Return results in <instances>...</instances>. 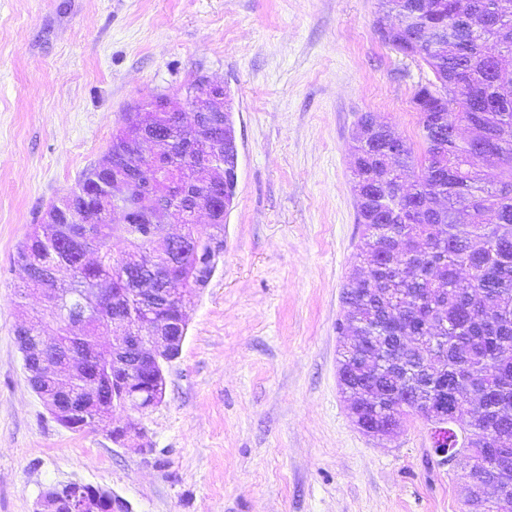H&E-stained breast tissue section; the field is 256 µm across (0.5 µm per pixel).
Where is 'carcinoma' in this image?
Listing matches in <instances>:
<instances>
[{
	"instance_id": "cac0c4a2",
	"label": "carcinoma",
	"mask_w": 512,
	"mask_h": 512,
	"mask_svg": "<svg viewBox=\"0 0 512 512\" xmlns=\"http://www.w3.org/2000/svg\"><path fill=\"white\" fill-rule=\"evenodd\" d=\"M378 20L380 38L401 52L417 56L432 71L435 81L420 85L413 96L419 114V149L404 144L402 153H388L386 144L399 140L389 124L365 113L351 146L356 221L361 238L356 259L367 271L353 267L343 286L341 338L383 336L401 361L398 373L387 377L384 391L367 383L362 373L371 363L370 351L349 345L340 352L349 370L343 391L357 404L359 421L384 426L394 411H406L425 422L422 409L443 388L457 394L467 417L463 432L448 429L443 445L456 454L455 462L470 465L483 448H501L505 468L512 471V69L502 67L493 45L512 53V0H382ZM156 121L155 144L172 163H182L181 133L165 117L149 112ZM464 123L470 136L448 135ZM206 140L224 153L218 160L224 177L202 168L184 190V202L217 199L218 211L210 231L202 233L191 220L183 231L198 238H224V219L233 207L237 187V154L227 147L229 130L218 127ZM111 143L103 160L87 169L76 187L93 190L99 181L112 179ZM482 160L476 168L472 159ZM471 211L477 220L462 224L457 216ZM119 231L130 251L112 255V233ZM167 241L164 225L146 223L133 213L129 224L92 220L69 222L64 216L50 224L34 225L19 245L22 268L38 263L52 273L65 266L67 285L49 278L41 288L62 291L63 325L54 337L58 361L73 366L70 389L88 393L90 419L112 418V413L134 402L144 410L162 402L165 380L161 369L146 366L136 381L112 383L109 345L99 341L112 335V315L119 308L142 313L128 293L113 304L89 308L88 293L99 286L138 288L151 279L146 259L162 262ZM150 257L134 261L136 251ZM182 287L197 282L196 258L190 254L174 270ZM84 314L83 332L71 336V317ZM166 334L178 336L182 321L170 306L155 313ZM16 335L35 348L43 340L37 315L24 321ZM96 351L94 371L79 369L74 355ZM56 380L45 376L32 386L47 402L55 398ZM495 483L491 473L482 484L463 487V512H512V481L492 497L483 486ZM57 512H69L73 501L90 486L68 481L55 486Z\"/></svg>"
}]
</instances>
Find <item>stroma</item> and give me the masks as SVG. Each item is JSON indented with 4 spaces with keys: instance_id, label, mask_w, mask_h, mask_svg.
Masks as SVG:
<instances>
[{
    "instance_id": "35a3bbf8",
    "label": "stroma",
    "mask_w": 512,
    "mask_h": 512,
    "mask_svg": "<svg viewBox=\"0 0 512 512\" xmlns=\"http://www.w3.org/2000/svg\"><path fill=\"white\" fill-rule=\"evenodd\" d=\"M380 0H0V512L77 481L132 512H461L428 427L354 425L336 324L358 252L350 146L362 113L418 142L433 77L384 44ZM230 94L239 148L224 252L188 298L157 407L74 433L33 391L15 328L58 315L17 247L97 163L134 105L198 77ZM145 428L149 450L113 444Z\"/></svg>"
}]
</instances>
